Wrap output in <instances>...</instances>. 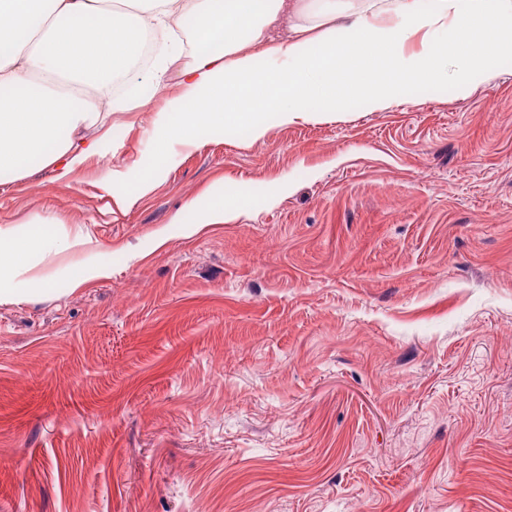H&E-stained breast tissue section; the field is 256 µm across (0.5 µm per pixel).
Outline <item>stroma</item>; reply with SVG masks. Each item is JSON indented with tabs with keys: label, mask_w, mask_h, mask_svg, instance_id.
Returning <instances> with one entry per match:
<instances>
[{
	"label": "stroma",
	"mask_w": 512,
	"mask_h": 512,
	"mask_svg": "<svg viewBox=\"0 0 512 512\" xmlns=\"http://www.w3.org/2000/svg\"><path fill=\"white\" fill-rule=\"evenodd\" d=\"M174 93L0 176V227L73 242L0 302V512H512V56L166 159ZM212 202L206 208L199 203V199H192L170 218L173 224H221L226 219L224 214V199Z\"/></svg>",
	"instance_id": "stroma-1"
}]
</instances>
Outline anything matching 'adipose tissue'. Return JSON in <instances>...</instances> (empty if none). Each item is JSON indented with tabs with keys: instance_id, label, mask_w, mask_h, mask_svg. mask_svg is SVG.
<instances>
[{
	"instance_id": "ef3b65f1",
	"label": "adipose tissue",
	"mask_w": 512,
	"mask_h": 512,
	"mask_svg": "<svg viewBox=\"0 0 512 512\" xmlns=\"http://www.w3.org/2000/svg\"><path fill=\"white\" fill-rule=\"evenodd\" d=\"M189 27L190 47L177 32ZM512 55V0H0V175L43 158L59 176L99 152L81 128L149 106L160 150L204 135L393 105L411 85H490ZM70 246L62 229L0 230V298L31 253Z\"/></svg>"
}]
</instances>
